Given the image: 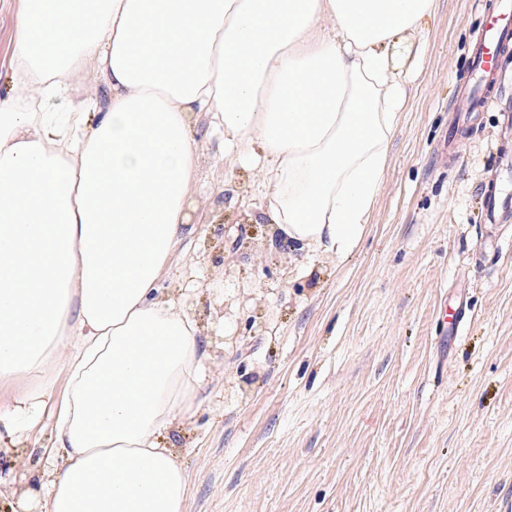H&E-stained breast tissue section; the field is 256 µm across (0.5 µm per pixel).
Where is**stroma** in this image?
<instances>
[{"label": "stroma", "instance_id": "35a3bbf8", "mask_svg": "<svg viewBox=\"0 0 512 512\" xmlns=\"http://www.w3.org/2000/svg\"><path fill=\"white\" fill-rule=\"evenodd\" d=\"M480 24L434 0L380 194L345 259L280 242L206 114L191 228L162 281L211 370L163 444L185 512H504L512 505V221H481L499 110L443 141ZM244 237L246 248L232 244ZM468 304L463 326L438 314ZM50 421L0 459V512H42Z\"/></svg>", "mask_w": 512, "mask_h": 512}]
</instances>
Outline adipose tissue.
<instances>
[{"instance_id":"obj_1","label":"adipose tissue","mask_w":512,"mask_h":512,"mask_svg":"<svg viewBox=\"0 0 512 512\" xmlns=\"http://www.w3.org/2000/svg\"><path fill=\"white\" fill-rule=\"evenodd\" d=\"M433 0H18L0 100V444L53 425L43 512H185L159 437L196 410L200 329L161 280L197 173L193 117L256 169L274 230L344 257ZM92 68L108 92L75 104ZM66 377L56 392V373ZM91 96H95L96 99L104 103L108 95L104 87L97 83L93 72L88 69L72 77L70 99L78 103Z\"/></svg>"}]
</instances>
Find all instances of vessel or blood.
<instances>
[{"label":"vessel or blood","instance_id":"1","mask_svg":"<svg viewBox=\"0 0 512 512\" xmlns=\"http://www.w3.org/2000/svg\"><path fill=\"white\" fill-rule=\"evenodd\" d=\"M483 22L471 50L464 74L451 109L457 113L474 112L492 102H499L512 80V0H479ZM512 202L500 196L495 187H487L484 220L498 223Z\"/></svg>","mask_w":512,"mask_h":512}]
</instances>
